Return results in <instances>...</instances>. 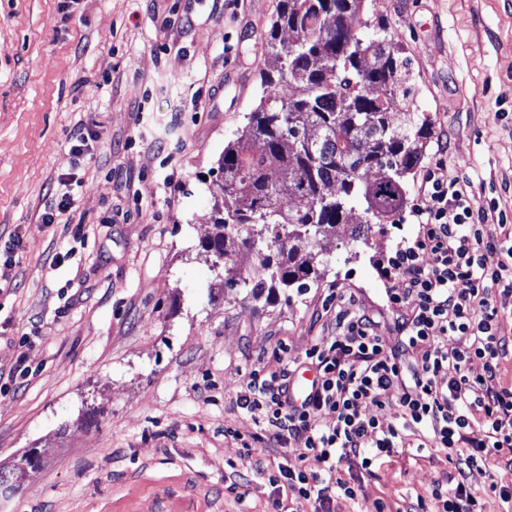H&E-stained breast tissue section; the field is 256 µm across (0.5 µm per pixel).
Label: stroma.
I'll list each match as a JSON object with an SVG mask.
<instances>
[{"label": "stroma", "instance_id": "1", "mask_svg": "<svg viewBox=\"0 0 512 512\" xmlns=\"http://www.w3.org/2000/svg\"><path fill=\"white\" fill-rule=\"evenodd\" d=\"M278 4L76 0L66 13L59 0H0V254L21 240L16 286L0 290V470L19 475L0 487V512H269L256 461L301 463L293 448L225 436L259 431L236 405L249 372L335 335L336 288L396 342L381 265L415 236L411 207L436 161L512 224V0H369L365 19L408 56L433 119L408 208L364 244L353 212L304 291L223 288L202 249L215 233L209 173L260 101ZM81 124L98 138L76 164ZM63 174L73 204L42 223ZM451 472L403 449L361 475L343 510L406 512Z\"/></svg>", "mask_w": 512, "mask_h": 512}]
</instances>
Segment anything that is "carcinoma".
Returning a JSON list of instances; mask_svg holds the SVG:
<instances>
[{"mask_svg":"<svg viewBox=\"0 0 512 512\" xmlns=\"http://www.w3.org/2000/svg\"><path fill=\"white\" fill-rule=\"evenodd\" d=\"M365 2L280 0L267 43L273 73L217 169V232L203 250L224 266L226 288L255 298L266 288H305L314 269L296 262L298 253L318 249L349 212H363L352 240L364 241L407 204L433 120L418 111L408 59L386 28L355 30ZM286 81L302 95L282 98ZM234 237L257 266L239 268L226 249Z\"/></svg>","mask_w":512,"mask_h":512,"instance_id":"carcinoma-1","label":"carcinoma"}]
</instances>
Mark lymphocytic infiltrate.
<instances>
[{
  "label": "lymphocytic infiltrate",
  "instance_id": "f902f5d3",
  "mask_svg": "<svg viewBox=\"0 0 512 512\" xmlns=\"http://www.w3.org/2000/svg\"><path fill=\"white\" fill-rule=\"evenodd\" d=\"M467 185L444 163L429 168L413 211L417 236L381 269L388 305L398 312L395 345L369 316L341 309L335 336L304 352L317 378L303 398L286 368L255 370L244 381L236 404L259 425V441L269 448L294 442L300 461L268 466L275 512H336L340 502H358L362 486L345 465L370 475L403 448L454 467L432 485L434 512H487L493 496L512 502L498 481L481 490L470 481L493 462L512 471V386H488L512 353L496 307L497 294L512 285V245L489 228ZM392 403L400 408L393 424L371 415ZM325 413L330 422H322ZM476 428L482 438H473ZM312 457L320 471L304 467Z\"/></svg>",
  "mask_w": 512,
  "mask_h": 512
}]
</instances>
